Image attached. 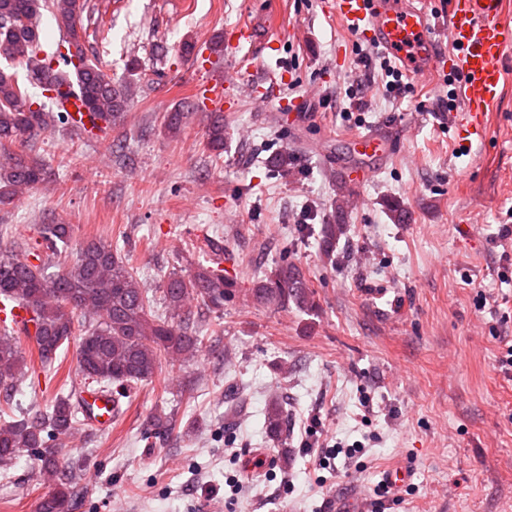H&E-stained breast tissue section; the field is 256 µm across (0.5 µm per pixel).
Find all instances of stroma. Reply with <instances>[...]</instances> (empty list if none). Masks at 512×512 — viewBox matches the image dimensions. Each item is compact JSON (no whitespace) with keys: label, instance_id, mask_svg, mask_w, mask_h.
Segmentation results:
<instances>
[{"label":"stroma","instance_id":"obj_1","mask_svg":"<svg viewBox=\"0 0 512 512\" xmlns=\"http://www.w3.org/2000/svg\"><path fill=\"white\" fill-rule=\"evenodd\" d=\"M90 3L110 29L109 75L127 79L134 62L154 79L106 139L64 125L23 139L54 176L0 210V251L13 233L71 224L76 241L111 242L144 287L217 264L234 294L198 358L125 387L109 431L65 439L61 458L87 484L74 512H328L350 494L362 512H512V370L499 364L512 242L498 235L512 225V64L484 138L461 154L443 79L387 92L381 53L324 0ZM245 21L253 41L226 55V32ZM225 68L238 77L215 151L199 87ZM171 112L184 115L179 131ZM350 133L395 144L361 184L346 179ZM284 152L289 169L272 167ZM324 224L348 227L332 263ZM284 261L303 270L314 309L254 300ZM275 400L288 409L283 444L265 424ZM155 415L171 425L165 439L147 426ZM335 445L359 452L323 464ZM400 464L409 485L378 493ZM50 490L22 453L0 478V512H39Z\"/></svg>","mask_w":512,"mask_h":512}]
</instances>
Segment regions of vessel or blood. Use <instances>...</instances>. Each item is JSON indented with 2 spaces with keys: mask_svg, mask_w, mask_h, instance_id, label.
Here are the masks:
<instances>
[{
  "mask_svg": "<svg viewBox=\"0 0 512 512\" xmlns=\"http://www.w3.org/2000/svg\"><path fill=\"white\" fill-rule=\"evenodd\" d=\"M424 0H335V14L350 31L365 38L400 71L420 77L459 72L457 92L460 110L454 118L472 131L486 126L488 109L504 88L506 53L512 50V24L503 19L504 0H451L447 40L439 42ZM227 70L213 72L204 90L213 110H221ZM357 153L377 160L393 151L391 141L372 135L354 136ZM94 407L89 418L95 428L112 426L111 392L96 390L86 395Z\"/></svg>",
  "mask_w": 512,
  "mask_h": 512,
  "instance_id": "vessel-or-blood-1",
  "label": "vessel or blood"
}]
</instances>
